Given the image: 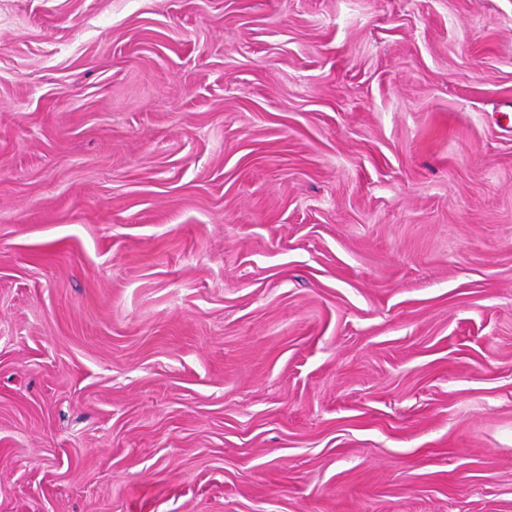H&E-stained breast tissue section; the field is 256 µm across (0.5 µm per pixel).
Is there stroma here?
Masks as SVG:
<instances>
[{"label":"stroma","mask_w":512,"mask_h":512,"mask_svg":"<svg viewBox=\"0 0 512 512\" xmlns=\"http://www.w3.org/2000/svg\"><path fill=\"white\" fill-rule=\"evenodd\" d=\"M0 512H512V0H0Z\"/></svg>","instance_id":"35a3bbf8"}]
</instances>
